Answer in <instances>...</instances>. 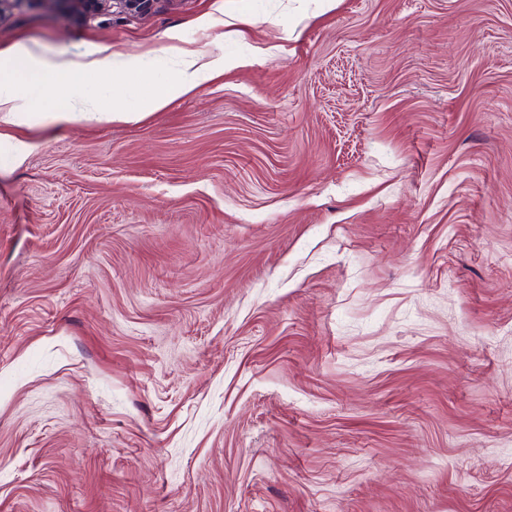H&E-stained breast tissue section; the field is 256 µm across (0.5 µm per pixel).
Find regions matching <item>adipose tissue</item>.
<instances>
[{
    "mask_svg": "<svg viewBox=\"0 0 512 512\" xmlns=\"http://www.w3.org/2000/svg\"><path fill=\"white\" fill-rule=\"evenodd\" d=\"M18 60L24 61L26 65L24 77L20 80L12 76L14 63ZM113 67V60L108 56L91 53L74 59L62 54L48 56L23 45L15 46L8 54H0V123L19 126L36 117L32 109L46 77L54 76L75 85L88 75L111 72ZM224 68L223 57H213L197 49L183 48L179 51L175 79L157 87L154 94L144 98L143 110L104 108L100 106L97 95L85 92L73 96L70 109L44 112L37 117L52 125H65L76 120L137 122L142 119L144 111L162 109L173 99L191 94Z\"/></svg>",
    "mask_w": 512,
    "mask_h": 512,
    "instance_id": "obj_1",
    "label": "adipose tissue"
}]
</instances>
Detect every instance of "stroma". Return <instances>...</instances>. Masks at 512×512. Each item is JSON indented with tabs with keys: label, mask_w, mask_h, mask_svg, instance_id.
<instances>
[{
	"label": "stroma",
	"mask_w": 512,
	"mask_h": 512,
	"mask_svg": "<svg viewBox=\"0 0 512 512\" xmlns=\"http://www.w3.org/2000/svg\"><path fill=\"white\" fill-rule=\"evenodd\" d=\"M19 42L131 109L252 63L0 142V512H512V0H26ZM58 2L75 1L86 12H97L107 4L112 6V13L139 14L152 11L160 0H57ZM178 73L168 84L155 88L154 94L142 99L143 109L160 110L175 98L194 92L202 83L212 80L219 72L231 64L224 62V56L212 57L205 52L192 48L178 50Z\"/></svg>",
	"instance_id": "stroma-1"
}]
</instances>
